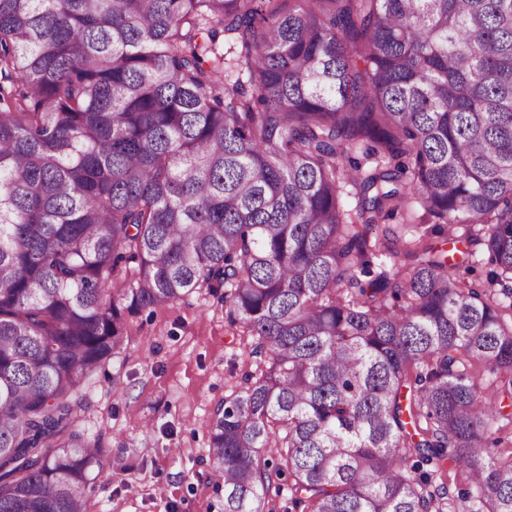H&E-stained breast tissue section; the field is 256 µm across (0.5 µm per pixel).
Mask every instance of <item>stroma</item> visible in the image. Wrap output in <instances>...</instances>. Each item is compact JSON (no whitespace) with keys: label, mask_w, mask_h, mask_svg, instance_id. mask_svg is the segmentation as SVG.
<instances>
[{"label":"stroma","mask_w":512,"mask_h":512,"mask_svg":"<svg viewBox=\"0 0 512 512\" xmlns=\"http://www.w3.org/2000/svg\"><path fill=\"white\" fill-rule=\"evenodd\" d=\"M433 221L397 215L369 238L394 230L450 251L459 275L480 279L483 253H469V225L436 235ZM252 339L230 320L224 301L202 291L126 322L125 349L80 385L82 425L104 456L87 512H223L207 465L218 406L257 366Z\"/></svg>","instance_id":"stroma-1"}]
</instances>
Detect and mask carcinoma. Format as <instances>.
<instances>
[{
  "label": "carcinoma",
  "mask_w": 512,
  "mask_h": 512,
  "mask_svg": "<svg viewBox=\"0 0 512 512\" xmlns=\"http://www.w3.org/2000/svg\"><path fill=\"white\" fill-rule=\"evenodd\" d=\"M413 200L486 279L369 239ZM511 283L512 0H0V512H86L80 381L202 290L259 358L224 512H512Z\"/></svg>",
  "instance_id": "cac0c4a2"
}]
</instances>
